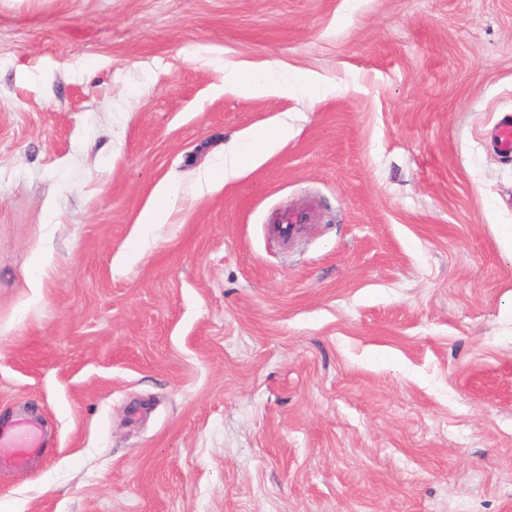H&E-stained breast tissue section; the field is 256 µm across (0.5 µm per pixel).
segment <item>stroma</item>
<instances>
[{"instance_id":"obj_1","label":"stroma","mask_w":512,"mask_h":512,"mask_svg":"<svg viewBox=\"0 0 512 512\" xmlns=\"http://www.w3.org/2000/svg\"><path fill=\"white\" fill-rule=\"evenodd\" d=\"M503 122L512 0H0V512H512ZM225 87L255 97L288 95L289 90L319 91L318 82L303 76L288 80V73L265 68H231L224 77ZM288 124L264 130L251 136L246 143L233 139L224 152V160L207 177V181L224 184L242 171L260 161L262 157L280 149L288 141ZM176 202V190L172 183L158 185L153 193L152 202L141 214V224H167L174 204ZM48 453L40 444L38 429L29 421H19L11 431L0 432V472L26 470L46 461Z\"/></svg>"}]
</instances>
